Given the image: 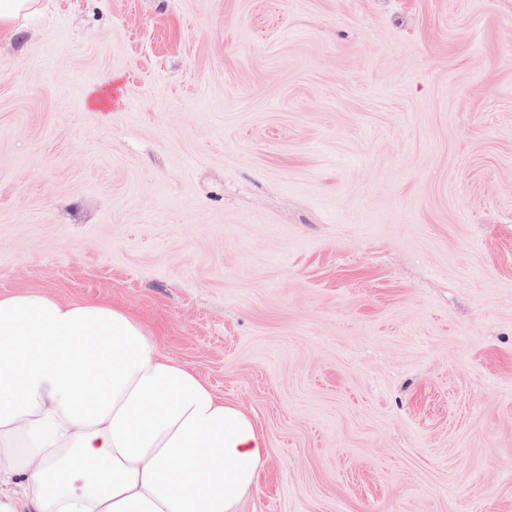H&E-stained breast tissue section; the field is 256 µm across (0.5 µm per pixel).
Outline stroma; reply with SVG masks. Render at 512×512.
I'll return each instance as SVG.
<instances>
[{"label": "stroma", "instance_id": "obj_1", "mask_svg": "<svg viewBox=\"0 0 512 512\" xmlns=\"http://www.w3.org/2000/svg\"><path fill=\"white\" fill-rule=\"evenodd\" d=\"M40 2L0 295L122 306L248 414L240 512H512V0Z\"/></svg>", "mask_w": 512, "mask_h": 512}]
</instances>
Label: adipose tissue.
<instances>
[{
    "mask_svg": "<svg viewBox=\"0 0 512 512\" xmlns=\"http://www.w3.org/2000/svg\"><path fill=\"white\" fill-rule=\"evenodd\" d=\"M267 454L124 309L0 296V512H240Z\"/></svg>",
    "mask_w": 512,
    "mask_h": 512,
    "instance_id": "obj_1",
    "label": "adipose tissue"
}]
</instances>
